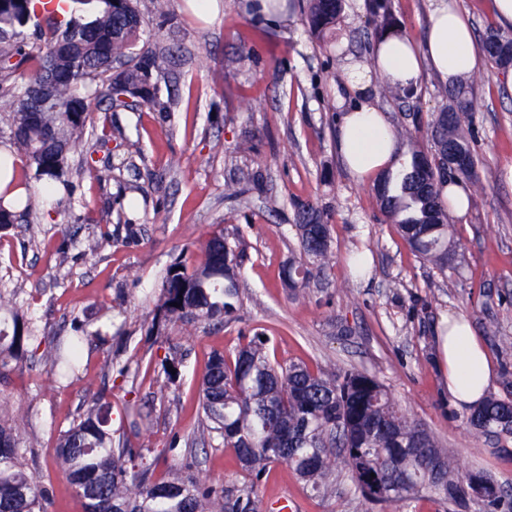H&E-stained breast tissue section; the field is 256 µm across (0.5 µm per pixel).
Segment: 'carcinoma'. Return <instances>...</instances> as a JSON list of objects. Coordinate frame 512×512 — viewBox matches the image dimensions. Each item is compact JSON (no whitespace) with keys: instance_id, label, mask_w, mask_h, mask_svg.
<instances>
[{"instance_id":"obj_1","label":"carcinoma","mask_w":512,"mask_h":512,"mask_svg":"<svg viewBox=\"0 0 512 512\" xmlns=\"http://www.w3.org/2000/svg\"><path fill=\"white\" fill-rule=\"evenodd\" d=\"M142 0H66V9L51 12L44 0H0V93L8 98L9 137L24 172H34V191L50 199L75 198L77 186L67 176L72 149L94 139L89 155L107 149L98 180L112 178L124 164L107 148L112 106L131 100L167 118L159 80L171 57L135 48L144 28ZM343 0H307V21L317 35L330 30ZM375 38L399 31L391 0H369ZM492 66L512 70V33L488 28L477 44ZM50 102L36 104L46 76ZM448 104L427 130L406 129L410 159L382 174L373 187L380 210L397 224L403 239L419 257L439 266L451 247L448 209L442 189L448 184V151L467 154L464 179L478 178L475 135L465 116L474 111V87L461 81L447 91ZM106 103L105 115L90 112V102ZM426 135L433 149L417 145ZM262 174L242 170L225 184V196L236 199L256 186ZM303 256L283 266L281 279L292 294L303 291L331 261V224L325 211L310 201L296 204ZM202 260L190 266L175 260L165 267L159 286L155 326L205 323L215 329L236 318L239 277L245 260L239 233L219 227L204 241ZM178 306H172V303ZM11 324L0 329V385L35 355L40 341L19 311L16 298L0 293V315ZM90 336L82 328L58 348L51 368L59 377L79 371L82 349ZM268 341L254 335L232 354L215 352L198 380L203 413L198 433L175 438L193 448L218 442L235 454L245 473L233 487L217 488L196 473L156 479L135 463L134 449L106 428L108 390L60 432L56 455L67 482L84 503V512H260L259 484L275 463H285L314 494L328 492L341 467L361 498L400 507L424 489L455 508L466 503L461 486L478 492L486 512H512V489L483 469H462L434 436L395 403L374 375L357 369L313 371L304 364L272 363ZM503 394L484 398L467 423L478 433L499 440L512 434V372L502 377ZM52 487L44 479L34 446L24 441L13 421L0 417V512H48Z\"/></svg>"}]
</instances>
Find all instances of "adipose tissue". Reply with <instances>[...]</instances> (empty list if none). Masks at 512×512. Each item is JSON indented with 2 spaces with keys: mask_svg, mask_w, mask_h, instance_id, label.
<instances>
[{
  "mask_svg": "<svg viewBox=\"0 0 512 512\" xmlns=\"http://www.w3.org/2000/svg\"><path fill=\"white\" fill-rule=\"evenodd\" d=\"M374 55L375 68L354 64L344 69L345 85L358 102L343 115L336 137L342 162L362 182L388 169L397 151L385 114L368 99L372 73L403 89L418 86L427 69L454 83L482 66L470 20L453 0H429L425 35L419 43L392 35L376 42ZM437 340L453 402L462 410L477 406L495 380L487 347L464 316L448 317Z\"/></svg>",
  "mask_w": 512,
  "mask_h": 512,
  "instance_id": "1",
  "label": "adipose tissue"
}]
</instances>
